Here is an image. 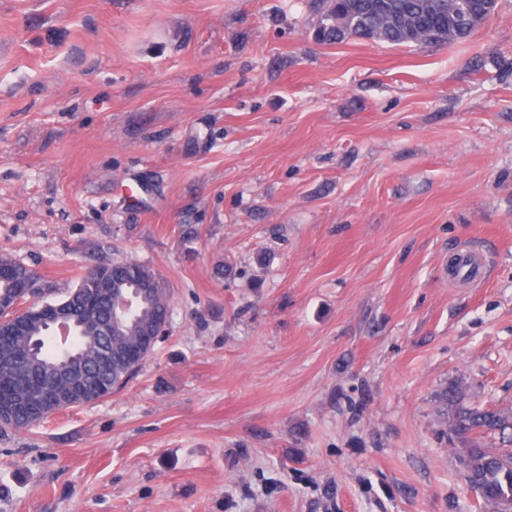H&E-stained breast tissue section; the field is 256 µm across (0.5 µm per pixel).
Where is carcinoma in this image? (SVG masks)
Instances as JSON below:
<instances>
[{
  "label": "carcinoma",
  "mask_w": 512,
  "mask_h": 512,
  "mask_svg": "<svg viewBox=\"0 0 512 512\" xmlns=\"http://www.w3.org/2000/svg\"><path fill=\"white\" fill-rule=\"evenodd\" d=\"M485 0H325L316 36L327 43L362 39L391 45H447L468 38L484 25L491 13ZM23 265L0 256V295L14 294L21 286ZM137 291L125 312H112V286ZM72 307L74 339H50L51 326L35 320L19 335H0V397L17 395L27 408L8 428L17 430L39 418V392L29 383L33 367L46 376L76 363L89 371V384L107 397L124 387L148 358L142 348L143 333L169 322V294L149 268L132 261L98 263L85 270L77 286L57 301L38 299L34 308ZM109 341L114 358L102 363L91 347ZM439 412L447 428L440 438L456 447L465 484L495 505L497 512H512V448L490 451L481 437L512 431V408H483L466 401L456 388L443 393Z\"/></svg>",
  "instance_id": "carcinoma-1"
}]
</instances>
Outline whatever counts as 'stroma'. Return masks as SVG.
Segmentation results:
<instances>
[{
  "mask_svg": "<svg viewBox=\"0 0 512 512\" xmlns=\"http://www.w3.org/2000/svg\"><path fill=\"white\" fill-rule=\"evenodd\" d=\"M320 13L0 0V255L171 307L122 391L0 433V512H494L437 406H512V0L421 48Z\"/></svg>",
  "mask_w": 512,
  "mask_h": 512,
  "instance_id": "obj_1",
  "label": "stroma"
}]
</instances>
